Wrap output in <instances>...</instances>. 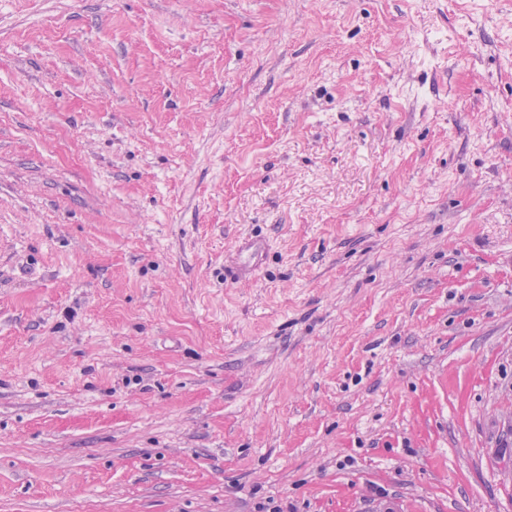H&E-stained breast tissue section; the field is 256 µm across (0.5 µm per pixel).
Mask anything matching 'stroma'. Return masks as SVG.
<instances>
[{"label": "stroma", "instance_id": "35a3bbf8", "mask_svg": "<svg viewBox=\"0 0 512 512\" xmlns=\"http://www.w3.org/2000/svg\"><path fill=\"white\" fill-rule=\"evenodd\" d=\"M503 448L512 0H0V512H512Z\"/></svg>", "mask_w": 512, "mask_h": 512}]
</instances>
